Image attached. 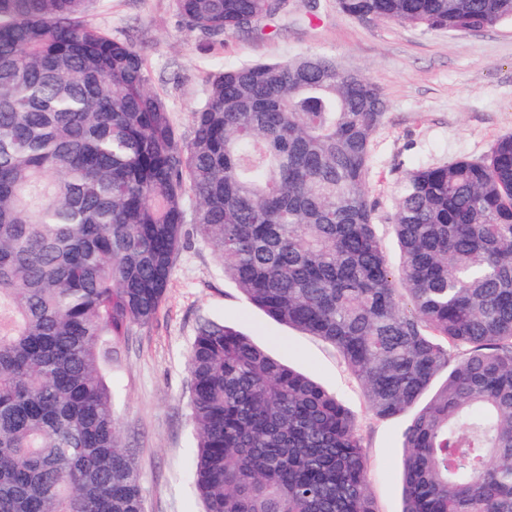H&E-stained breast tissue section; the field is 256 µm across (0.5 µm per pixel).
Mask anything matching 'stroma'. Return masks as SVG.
<instances>
[{"label":"stroma","mask_w":512,"mask_h":512,"mask_svg":"<svg viewBox=\"0 0 512 512\" xmlns=\"http://www.w3.org/2000/svg\"><path fill=\"white\" fill-rule=\"evenodd\" d=\"M90 23L136 45L152 91L180 131L206 96L209 74L304 53L335 59L373 83L386 101L372 141L368 188L377 234L390 259L391 225L407 172L461 158L479 159L512 135V21L448 33L397 22H361L336 0H288L273 23L211 37L190 28L173 0H97ZM234 327L271 355L337 393L358 419L377 512H402V434L408 416L374 417L361 384L329 344L268 317L224 274L199 240L178 252L155 319L120 349L112 384L123 440L138 450L145 512H203L188 478L196 433L188 405L186 359L202 321Z\"/></svg>","instance_id":"obj_1"}]
</instances>
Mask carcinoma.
Returning <instances> with one entry per match:
<instances>
[{
	"instance_id": "carcinoma-1",
	"label": "carcinoma",
	"mask_w": 512,
	"mask_h": 512,
	"mask_svg": "<svg viewBox=\"0 0 512 512\" xmlns=\"http://www.w3.org/2000/svg\"><path fill=\"white\" fill-rule=\"evenodd\" d=\"M285 0H174L219 37ZM92 0H0V512H144L109 379L165 300L185 226L246 298L333 346L403 433L402 512H512V136L398 187L392 265L367 174L386 104L333 58L207 78L191 131ZM453 31L512 0H338ZM205 512H375L358 420L222 322L187 363Z\"/></svg>"
}]
</instances>
